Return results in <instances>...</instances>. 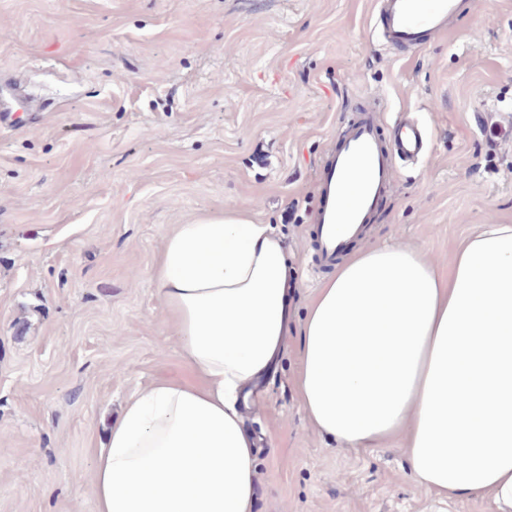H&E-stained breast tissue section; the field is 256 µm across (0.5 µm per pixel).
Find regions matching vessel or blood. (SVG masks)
<instances>
[{
    "mask_svg": "<svg viewBox=\"0 0 512 512\" xmlns=\"http://www.w3.org/2000/svg\"><path fill=\"white\" fill-rule=\"evenodd\" d=\"M459 10L460 0H376L374 31L383 45L414 51L447 31ZM426 150L427 130L418 119L401 117L385 140L378 107L359 109L317 171L319 195L311 222L320 270L334 269L348 246L363 236L396 163L418 161Z\"/></svg>",
    "mask_w": 512,
    "mask_h": 512,
    "instance_id": "obj_1",
    "label": "vessel or blood"
}]
</instances>
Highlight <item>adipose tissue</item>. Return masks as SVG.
Here are the masks:
<instances>
[{
    "mask_svg": "<svg viewBox=\"0 0 512 512\" xmlns=\"http://www.w3.org/2000/svg\"><path fill=\"white\" fill-rule=\"evenodd\" d=\"M190 375L133 393L91 479L97 512H250L253 438L236 408L288 334L287 248L230 211L176 225L149 273ZM298 391L347 448L404 436L415 484L512 512V224L447 272L416 249L350 253L300 327Z\"/></svg>",
    "mask_w": 512,
    "mask_h": 512,
    "instance_id": "adipose-tissue-1",
    "label": "adipose tissue"
}]
</instances>
